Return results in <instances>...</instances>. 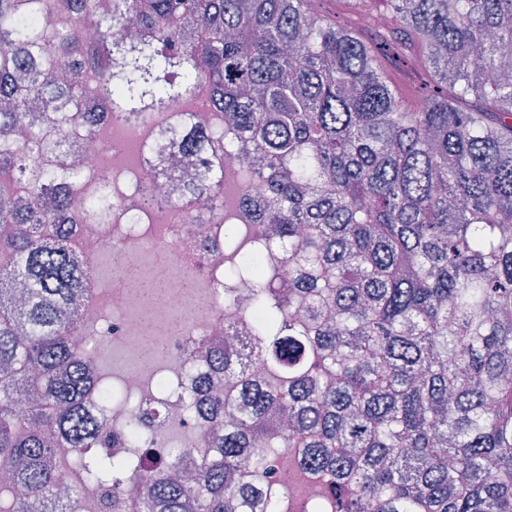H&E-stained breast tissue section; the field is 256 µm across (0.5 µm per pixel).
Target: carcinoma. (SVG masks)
<instances>
[{
    "label": "carcinoma",
    "mask_w": 512,
    "mask_h": 512,
    "mask_svg": "<svg viewBox=\"0 0 512 512\" xmlns=\"http://www.w3.org/2000/svg\"><path fill=\"white\" fill-rule=\"evenodd\" d=\"M24 0H0V142L16 113L59 93L81 104L73 71L92 60L83 32L46 40L48 73L23 65ZM401 27L365 29L367 0L332 20L317 0H119L96 28L106 38L132 18L148 38L110 49L98 109L130 124L165 111L207 83L223 133L252 143L272 204H251L248 248H284L303 272L278 297L255 289L252 327L267 380H244L242 354L224 353V415L201 448L165 459L137 447L134 423L115 457L81 409L102 388L101 367L64 346L79 326L88 277L37 225L68 220L71 201L47 185L31 201L0 199V239L25 285L20 323L3 318L0 366L23 360L25 386L43 404L14 419L12 383L0 384V512H29L55 486L46 462L62 438L96 496L117 512L127 480L143 485L131 512H253L260 493L238 487L249 466L271 476L288 449L300 469L331 477L318 512H512V0H383ZM211 30L185 39L182 30ZM419 75L417 102L394 76ZM0 150V176L24 175ZM217 175L197 170L194 192L212 201ZM230 268L259 279L224 235ZM194 459L195 482L168 476Z\"/></svg>",
    "instance_id": "cac0c4a2"
}]
</instances>
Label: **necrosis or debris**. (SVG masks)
<instances>
[{"label": "necrosis or debris", "instance_id": "necrosis-or-debris-1", "mask_svg": "<svg viewBox=\"0 0 512 512\" xmlns=\"http://www.w3.org/2000/svg\"><path fill=\"white\" fill-rule=\"evenodd\" d=\"M101 73L98 67L83 71L81 105L54 104L55 111L68 115L66 125L50 132L65 140L63 153L33 151L26 162L34 172L64 162L92 174L83 188L67 181L62 187L78 204L86 193L111 190L112 214L80 211L76 223L43 226L41 239L65 243L88 273L107 260L121 279L117 288L92 280L80 299L83 321L112 325L107 341L85 332L71 336L84 362H96L109 341L128 357L138 356L157 325L174 323L165 340L167 364L128 369L121 386L136 395L153 423L185 428L187 440L196 442L216 411L215 398L224 393V381L213 375L210 360L223 356L225 338L240 335L258 313L249 305L255 281L227 267L223 209L211 208L186 188V149L191 139L203 136L202 148L226 188L235 186L242 162L225 155L223 140L206 138L223 117L209 86H201L195 96L172 99L167 118L130 126L95 111ZM189 394L201 401L193 417L182 411ZM53 468L67 491L44 498L41 512H85L84 496L69 491L77 472L65 455L57 456Z\"/></svg>", "mask_w": 512, "mask_h": 512}]
</instances>
